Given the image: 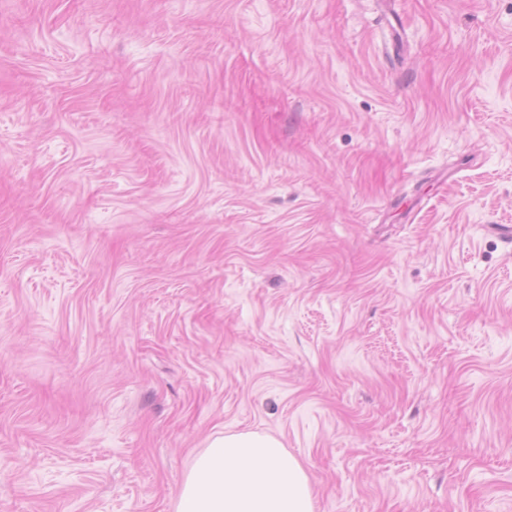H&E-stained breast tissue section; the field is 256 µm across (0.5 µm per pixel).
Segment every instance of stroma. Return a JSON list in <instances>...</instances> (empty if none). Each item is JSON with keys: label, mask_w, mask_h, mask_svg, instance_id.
Segmentation results:
<instances>
[{"label": "stroma", "mask_w": 512, "mask_h": 512, "mask_svg": "<svg viewBox=\"0 0 512 512\" xmlns=\"http://www.w3.org/2000/svg\"><path fill=\"white\" fill-rule=\"evenodd\" d=\"M511 230L512 0H0V512H512ZM175 512H314L301 461L275 436L253 432L211 441L195 459Z\"/></svg>", "instance_id": "stroma-1"}]
</instances>
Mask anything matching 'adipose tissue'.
Listing matches in <instances>:
<instances>
[{"instance_id": "ef3b65f1", "label": "adipose tissue", "mask_w": 512, "mask_h": 512, "mask_svg": "<svg viewBox=\"0 0 512 512\" xmlns=\"http://www.w3.org/2000/svg\"><path fill=\"white\" fill-rule=\"evenodd\" d=\"M175 512H314L301 461L275 436L253 432L214 439L195 459Z\"/></svg>"}]
</instances>
